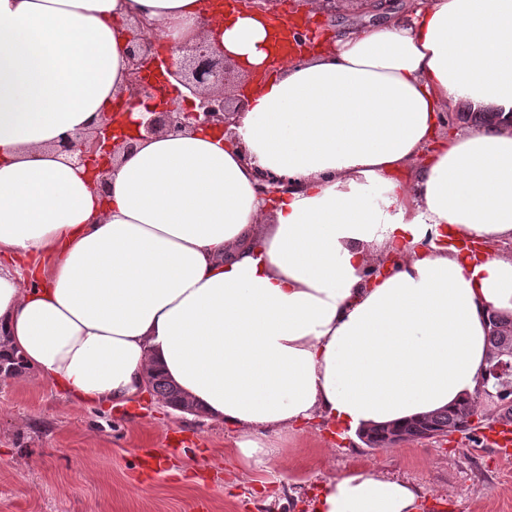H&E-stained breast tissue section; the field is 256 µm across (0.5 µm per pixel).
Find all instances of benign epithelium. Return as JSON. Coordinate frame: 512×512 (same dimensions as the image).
Wrapping results in <instances>:
<instances>
[{
	"mask_svg": "<svg viewBox=\"0 0 512 512\" xmlns=\"http://www.w3.org/2000/svg\"><path fill=\"white\" fill-rule=\"evenodd\" d=\"M135 29L128 45L131 79L120 101L122 109L102 114L91 130L67 133L56 144L59 152L94 174L92 187L101 195L106 194L107 173L114 162L137 146L138 138L124 133L119 122L123 109L131 104L144 107L137 123L147 138L188 128H213L224 133L227 145L238 146L231 126L236 123L242 99L226 92L232 61L218 53L205 36L188 45L171 38L158 49L140 37L151 29L147 19L136 20ZM313 34L310 27L292 32L294 61L304 59ZM256 180L257 195L269 205L288 192V180L267 171L257 170ZM511 374L510 343L489 360L483 383L493 375L507 378Z\"/></svg>",
	"mask_w": 512,
	"mask_h": 512,
	"instance_id": "7a95c632",
	"label": "benign epithelium"
}]
</instances>
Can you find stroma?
I'll return each mask as SVG.
<instances>
[{"label": "stroma", "instance_id": "35a3bbf8", "mask_svg": "<svg viewBox=\"0 0 512 512\" xmlns=\"http://www.w3.org/2000/svg\"><path fill=\"white\" fill-rule=\"evenodd\" d=\"M299 14L324 34L372 23L355 0ZM236 438L151 397L89 407L37 372L0 379V512H311L322 484L352 473L410 484L416 512H512V457L475 438L371 449L316 418L273 436L263 468L241 459ZM144 448L165 467L141 468Z\"/></svg>", "mask_w": 512, "mask_h": 512}]
</instances>
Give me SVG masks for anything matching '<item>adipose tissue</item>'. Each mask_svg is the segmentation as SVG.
Segmentation results:
<instances>
[{
	"mask_svg": "<svg viewBox=\"0 0 512 512\" xmlns=\"http://www.w3.org/2000/svg\"><path fill=\"white\" fill-rule=\"evenodd\" d=\"M367 9L374 26L275 67L283 30L231 2L0 0V348L86 405L137 400L162 372L251 466L268 433L317 416L354 436L474 398L487 318L512 314L495 250L512 241V0ZM142 13L147 39L205 33L261 82L238 147L139 139L102 195L53 145L124 89ZM445 111L466 121L441 141ZM257 168L293 183L274 208ZM416 499L353 474L313 509Z\"/></svg>",
	"mask_w": 512,
	"mask_h": 512,
	"instance_id": "1",
	"label": "adipose tissue"
}]
</instances>
